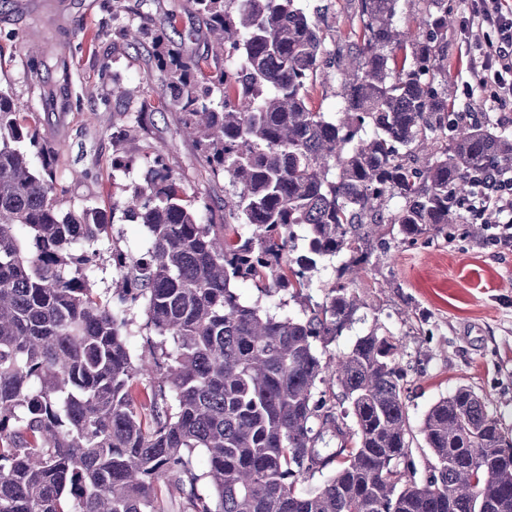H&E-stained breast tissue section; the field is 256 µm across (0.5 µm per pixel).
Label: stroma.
<instances>
[{
    "label": "stroma",
    "instance_id": "stroma-1",
    "mask_svg": "<svg viewBox=\"0 0 512 512\" xmlns=\"http://www.w3.org/2000/svg\"><path fill=\"white\" fill-rule=\"evenodd\" d=\"M318 16L327 48L344 42L352 29L345 0H303ZM139 9L153 28L162 30L185 53L210 49L207 26L193 0H140ZM103 0H10L0 6V87L12 92L20 109L34 102L27 46H45L44 86L66 87L81 107L38 113V132L56 160L57 176L68 193L62 209L92 206L114 219L103 238V251L138 252L142 225L126 221L121 207L125 186L140 180V166L113 170L112 118L133 122L151 91L149 45L129 46L99 35ZM22 34V44L8 33ZM137 95L119 102L113 81ZM100 106L97 119L87 117ZM180 113H154L148 137L128 142V149L171 147L169 164L197 206L222 205L229 185L214 177L192 142L180 134ZM494 226L475 238L456 224L448 238L392 242L376 251L368 272L350 288L364 302L357 320L326 349L327 355L349 351L374 326L402 339L400 363L407 374L405 400L410 415V448L425 466L420 433L425 412L456 386H471L487 396L504 427L512 430V247L495 245Z\"/></svg>",
    "mask_w": 512,
    "mask_h": 512
}]
</instances>
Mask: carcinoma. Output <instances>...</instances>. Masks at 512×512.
<instances>
[{"mask_svg": "<svg viewBox=\"0 0 512 512\" xmlns=\"http://www.w3.org/2000/svg\"><path fill=\"white\" fill-rule=\"evenodd\" d=\"M413 1L420 20L404 33L401 3ZM352 2L358 35L334 53L301 0H194L213 38L205 55L142 20L114 30L150 44L157 85L134 125L112 118V141L173 108L232 191L220 221L204 217L170 147H152L126 188L143 245L112 251L110 297L90 285L105 214L59 207L66 188L37 112L0 88V512H512V438L486 397L460 385L426 411L433 463L419 481L400 339L376 325L322 360L317 347L363 306L346 284L300 316L236 291L250 280L299 298L339 256L338 277L352 279L379 246L475 219L476 185L512 170V135L450 111L448 0ZM103 9V33L141 16L130 0ZM332 63L342 105L330 117L311 100ZM298 228L307 244L294 257Z\"/></svg>", "mask_w": 512, "mask_h": 512, "instance_id": "1", "label": "carcinoma"}]
</instances>
